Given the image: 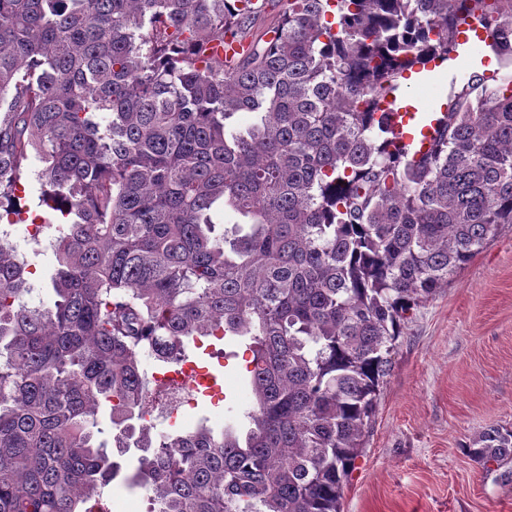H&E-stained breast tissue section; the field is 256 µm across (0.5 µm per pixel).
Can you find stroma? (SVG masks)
<instances>
[{"mask_svg":"<svg viewBox=\"0 0 512 512\" xmlns=\"http://www.w3.org/2000/svg\"><path fill=\"white\" fill-rule=\"evenodd\" d=\"M39 168L29 158L20 192L29 219L10 228L34 301L46 296L56 272V229L30 221L42 212ZM249 344L229 336L221 343L228 360L196 357L221 390L194 394L179 414L180 428L204 422L246 430L253 398L241 369ZM396 345L343 512H512V479L486 472L467 452L483 430L512 427V224L501 225L447 286L413 310Z\"/></svg>","mask_w":512,"mask_h":512,"instance_id":"1","label":"stroma"}]
</instances>
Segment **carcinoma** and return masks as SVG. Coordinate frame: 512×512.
I'll list each match as a JSON object with an SVG mask.
<instances>
[{
    "instance_id": "1",
    "label": "carcinoma",
    "mask_w": 512,
    "mask_h": 512,
    "mask_svg": "<svg viewBox=\"0 0 512 512\" xmlns=\"http://www.w3.org/2000/svg\"><path fill=\"white\" fill-rule=\"evenodd\" d=\"M260 14L0 0V208L22 214L33 153L42 201L71 217L37 304L0 241V512H95L122 473L149 512H342L410 312L512 224V76L470 75L416 161L380 112L470 19L512 57V0H288L273 37L203 58ZM239 112L255 121L234 129ZM218 203L247 231L215 235ZM219 335L252 340L245 436L153 433L143 358ZM468 451L507 465L512 428Z\"/></svg>"
}]
</instances>
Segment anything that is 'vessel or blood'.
<instances>
[{
  "label": "vessel or blood",
  "mask_w": 512,
  "mask_h": 512,
  "mask_svg": "<svg viewBox=\"0 0 512 512\" xmlns=\"http://www.w3.org/2000/svg\"><path fill=\"white\" fill-rule=\"evenodd\" d=\"M447 75V57L415 62L396 78L381 103L394 144L410 149L414 157L426 154L438 136L448 110Z\"/></svg>",
  "instance_id": "1"
}]
</instances>
